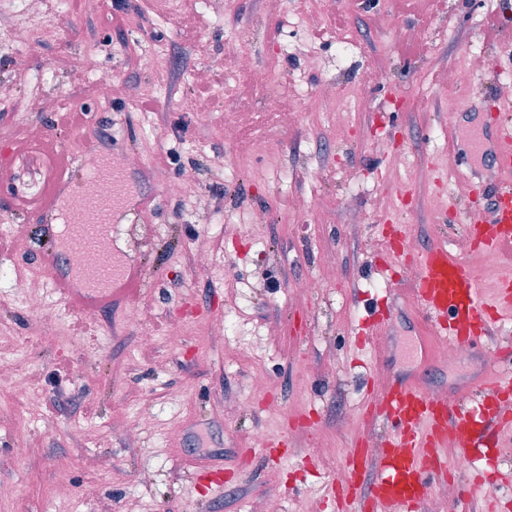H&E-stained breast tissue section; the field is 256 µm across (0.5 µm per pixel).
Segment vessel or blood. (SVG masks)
<instances>
[{"label":"vessel or blood","mask_w":512,"mask_h":512,"mask_svg":"<svg viewBox=\"0 0 512 512\" xmlns=\"http://www.w3.org/2000/svg\"><path fill=\"white\" fill-rule=\"evenodd\" d=\"M482 147L496 167L498 178L486 190L467 181L468 190L482 191L490 205L465 210L464 221L479 249L503 255L512 252V119L496 113L493 130L483 136ZM41 151L49 166L35 208L61 224L57 238L47 239L44 244L43 260L51 287L67 296L78 311L97 310L134 297L147 285L144 269L138 262L114 263L109 245L112 225L127 205L139 211L146 209L153 203V196L142 193L135 202H128L126 173L110 158L96 157L80 172L74 154L61 140L45 139ZM101 180L112 184L109 199L95 195V184ZM68 194L86 202V224L66 223L64 197ZM59 238L70 250L97 248L101 262L76 277L60 273L55 245ZM417 267L415 301L423 318L436 326L449 344H481L497 318L512 317L511 272L501 276L496 300L488 304L469 265L449 253L447 247L438 244L422 250ZM481 386V401L468 409L428 397L415 377L390 374L380 380L382 395L369 415L383 419L391 433L375 457H368L361 443L350 449L349 476L337 492L341 512H414L419 501L447 475L452 456L470 457L480 452L489 465H496L499 433L504 425L512 423V374L488 371Z\"/></svg>","instance_id":"b4317fda"}]
</instances>
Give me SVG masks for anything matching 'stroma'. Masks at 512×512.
<instances>
[{"label": "stroma", "instance_id": "1", "mask_svg": "<svg viewBox=\"0 0 512 512\" xmlns=\"http://www.w3.org/2000/svg\"><path fill=\"white\" fill-rule=\"evenodd\" d=\"M125 37L113 36V0H51L58 32L42 35L35 17L18 15L13 27L31 31L29 71L0 64V83L14 84L18 100H0V124L15 133L47 130L57 110L86 108L83 127L60 130L63 143L82 156L100 129L112 131L113 152L136 153L149 172L146 185L161 204L146 222L116 227L117 256L142 262L148 288L111 307L75 312L50 288L40 262L42 217L21 216L27 240H11L6 271L25 269L46 305L41 335L29 334L25 305L0 287V353L32 376L39 400L18 395L0 381V512H254L270 482H278V512H297L306 500L336 512L329 499L333 473L342 471L359 439H386L385 424L367 420L374 372L411 369L406 348L427 334L406 278L407 261L392 241L405 227L416 248L453 235L434 224L433 201L465 208L460 175L486 174L465 138L448 140V109L455 96L480 114L481 84L452 91L442 78L472 52L487 59L500 97L512 110V0H228L216 17L203 0H128ZM322 14L312 38L308 12ZM497 12L502 33L485 37L483 19ZM200 29L197 46L177 84L164 74L182 22ZM246 42L256 65L288 85L280 111H262L260 89L238 81L221 97L225 76L214 59ZM78 56L81 68L63 66ZM156 56L157 70H131L126 57ZM378 81L368 82L371 68ZM111 71L122 83L142 85L155 109L137 98L121 104L88 100L94 72ZM335 94L322 97L321 85ZM361 88L365 107L354 111L348 91ZM204 90L220 102L197 121H183L181 96ZM45 106L31 110L32 101ZM232 119L243 140L264 135L274 146L265 156H236L224 142ZM347 130L334 139L336 122ZM334 143L332 154L322 146ZM173 149L179 170L154 168L156 150ZM223 156L225 168L213 165ZM192 179L208 198L207 211L192 210L167 194L168 184ZM221 191H213V184ZM311 207L300 213L295 196ZM267 220L251 223L256 212ZM246 223L240 236L222 235L225 224ZM215 243L211 267L198 273L195 251ZM339 276L324 277L328 263ZM307 281V298L293 286ZM138 312L125 325V310ZM184 320L180 345L168 325ZM149 344H142V337ZM512 345V320L459 360L433 363L426 386L449 393L475 386L486 371L488 350ZM266 384L255 388L252 377ZM153 415L141 421L142 406ZM127 418L134 439L113 431ZM285 437L286 459H246L256 433ZM332 461L311 458L321 445ZM96 467H88L87 459ZM219 465L224 487L197 485L192 472ZM71 481L60 499L57 470ZM37 470L39 482L26 473ZM150 472L141 482V472Z\"/></svg>", "mask_w": 512, "mask_h": 512}]
</instances>
